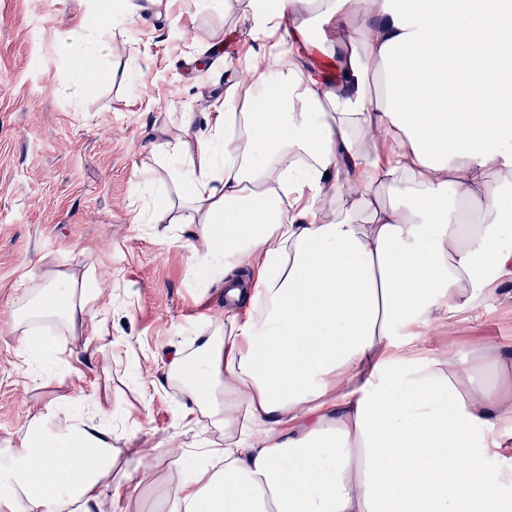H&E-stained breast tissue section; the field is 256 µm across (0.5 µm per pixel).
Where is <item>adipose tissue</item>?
Returning a JSON list of instances; mask_svg holds the SVG:
<instances>
[{
    "label": "adipose tissue",
    "mask_w": 512,
    "mask_h": 512,
    "mask_svg": "<svg viewBox=\"0 0 512 512\" xmlns=\"http://www.w3.org/2000/svg\"><path fill=\"white\" fill-rule=\"evenodd\" d=\"M287 60L247 66L259 106L163 144L186 185L144 224H180L233 326L163 362L179 420L224 441L161 512H512V349L421 356L512 292V0H251ZM94 274L47 270L13 311L20 355L61 379L43 323L108 345ZM112 429L99 396L53 401L0 467V512H104L167 448ZM124 440L117 448L116 440ZM128 458L120 476L112 469Z\"/></svg>",
    "instance_id": "adipose-tissue-1"
}]
</instances>
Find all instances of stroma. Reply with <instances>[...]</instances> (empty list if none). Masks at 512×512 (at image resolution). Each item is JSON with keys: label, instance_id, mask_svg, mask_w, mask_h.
<instances>
[{"label": "stroma", "instance_id": "stroma-1", "mask_svg": "<svg viewBox=\"0 0 512 512\" xmlns=\"http://www.w3.org/2000/svg\"><path fill=\"white\" fill-rule=\"evenodd\" d=\"M63 30L86 40L107 33L88 88L74 84L75 56L55 38ZM287 49V38L258 25L249 0H211L201 11L176 0L112 26L92 0H0V448L47 403L104 390L114 413L138 420L140 439L181 448L221 440L208 419L178 425L175 389L144 397L134 383L138 370L162 379L172 345L194 351L196 336L228 319L223 286L198 287L176 225L136 223L152 203L141 177L163 180L178 199L182 187L159 146L179 131L182 113H194L190 134L202 135L207 113L241 98L247 58ZM46 260L61 271L79 263L107 271L99 286L112 296V348L81 353L70 336H56L72 374L43 386L18 354L13 310ZM416 343L426 354L512 348V299ZM179 469L175 458L157 461L155 486L119 512H160V493Z\"/></svg>", "mask_w": 512, "mask_h": 512}]
</instances>
